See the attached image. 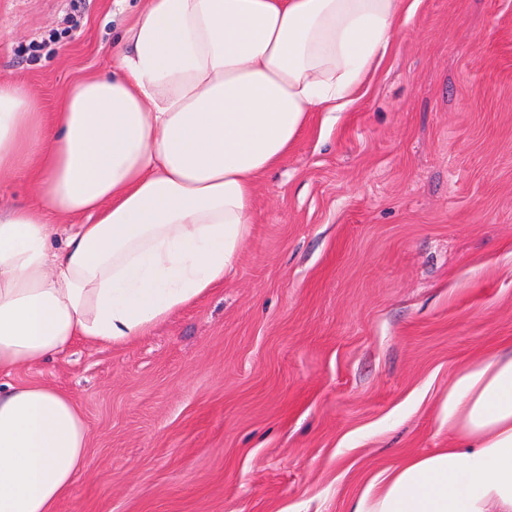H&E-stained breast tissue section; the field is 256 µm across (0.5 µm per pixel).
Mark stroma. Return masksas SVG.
<instances>
[{
	"instance_id": "1",
	"label": "stroma",
	"mask_w": 512,
	"mask_h": 512,
	"mask_svg": "<svg viewBox=\"0 0 512 512\" xmlns=\"http://www.w3.org/2000/svg\"><path fill=\"white\" fill-rule=\"evenodd\" d=\"M138 0H0V80L46 111L111 72ZM335 121L258 185L223 286L121 346L15 382L82 408L57 512H348L443 447L459 367L512 343V0H416Z\"/></svg>"
}]
</instances>
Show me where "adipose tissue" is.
<instances>
[{"mask_svg":"<svg viewBox=\"0 0 512 512\" xmlns=\"http://www.w3.org/2000/svg\"><path fill=\"white\" fill-rule=\"evenodd\" d=\"M408 0H144L117 70L43 112L0 81V512H56L89 429L66 392L13 375L79 341L123 345L223 284L256 188L312 113L333 114L393 45ZM86 215V224H61ZM447 447L368 479L349 512H512V345L455 371ZM33 200V187L23 177H1L0 207L29 204Z\"/></svg>","mask_w":512,"mask_h":512,"instance_id":"adipose-tissue-1","label":"adipose tissue"}]
</instances>
